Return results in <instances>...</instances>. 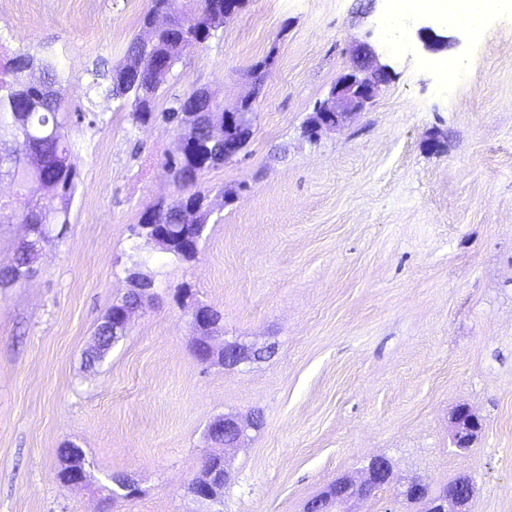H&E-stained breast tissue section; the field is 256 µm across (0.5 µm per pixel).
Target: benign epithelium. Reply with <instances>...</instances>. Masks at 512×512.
<instances>
[{
	"instance_id": "7a95c632",
	"label": "benign epithelium",
	"mask_w": 512,
	"mask_h": 512,
	"mask_svg": "<svg viewBox=\"0 0 512 512\" xmlns=\"http://www.w3.org/2000/svg\"><path fill=\"white\" fill-rule=\"evenodd\" d=\"M417 35L429 50L446 46L445 37L436 34L430 26L419 28ZM388 77L389 68L380 62L374 47L368 43L361 44L353 66L338 79L327 99L315 107L305 126V133L315 138L324 131L344 125L353 115L365 111ZM189 96L206 100V107L198 110V113L204 115L211 141L223 147L224 160L238 157L252 134L251 116L256 96L251 94L243 97L232 111L223 109L220 100L203 88L192 90ZM137 232L146 234L162 250H173L170 239L158 230L153 213L143 215L142 223L137 225ZM129 279L132 283L129 294L136 297L138 304H149L154 296L153 282L137 273L130 274ZM134 310L135 307L129 305L117 311L112 318V331L126 333ZM192 319L199 333L193 349L204 351L205 364H218L233 369L261 360L269 352L266 347L258 348L238 340L220 339L223 326L206 306H197ZM451 424L453 442L459 449L472 447L482 429L479 417L464 405L454 409ZM209 426L222 427L227 433L224 442L219 444L223 451L211 454L215 468L203 480L188 484L187 491L197 502L211 505L221 501L222 485L230 476L226 449L237 447L248 429L257 428V418L252 415L244 419L224 415L214 418ZM392 478L391 462L383 456H376L370 460L365 475L348 476L336 481V489L328 488L323 494L309 500L304 512H361L359 505L381 487L391 484ZM399 496L422 505L421 512H467L473 496V484L468 477L461 476L448 483L438 495L432 496L428 485L415 477L401 484Z\"/></svg>"
}]
</instances>
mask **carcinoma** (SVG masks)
I'll return each mask as SVG.
<instances>
[{
  "mask_svg": "<svg viewBox=\"0 0 512 512\" xmlns=\"http://www.w3.org/2000/svg\"><path fill=\"white\" fill-rule=\"evenodd\" d=\"M155 17L163 18L154 28L152 41L133 38L126 49L125 63L107 77L108 92L119 107L130 108L133 119L140 124L161 119L168 129L179 131L176 118L185 111L184 98L174 99L171 105L157 110L158 89L161 84L159 68L152 61L160 58L176 64L184 52L199 46L224 28L221 10H206L201 0H148L142 15L145 25ZM41 69V79H31L33 67ZM57 71L49 62H35L28 54L19 53L0 59V125H18L13 149L0 152V170L20 184L33 183L52 191L57 204L38 201L21 214L22 223L39 211L56 224L69 223V204L76 190L77 164L68 137L65 117L60 103L52 94ZM214 143L207 134L195 135L194 142L183 156L169 157V168L179 188V197L170 202H158L156 223L181 226V231L199 240L214 212L209 194L197 188L200 176L217 166L211 157ZM36 257L20 247L12 260L0 266V287L22 281L36 272ZM112 311H107L97 326L95 335L101 346L89 364L102 362L112 349Z\"/></svg>",
  "mask_w": 512,
  "mask_h": 512,
  "instance_id": "obj_1",
  "label": "carcinoma"
}]
</instances>
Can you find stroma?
I'll use <instances>...</instances> for the list:
<instances>
[{
	"label": "stroma",
	"mask_w": 512,
	"mask_h": 512,
	"mask_svg": "<svg viewBox=\"0 0 512 512\" xmlns=\"http://www.w3.org/2000/svg\"><path fill=\"white\" fill-rule=\"evenodd\" d=\"M392 5L248 0L166 74L162 109L196 87L228 108L257 95L246 150L199 180L238 195L216 206L192 260L130 232L178 194L165 167L175 133L137 124L94 83L124 63L147 0L0 11V52L57 70L78 172L36 274L0 288V512H196L187 484L213 449L208 423L253 412L263 424L229 450L219 512H303L377 455L435 491L470 476L469 512H512V10L477 32L429 13L395 31ZM426 24L448 48H424ZM363 43L390 79L366 111L308 138L315 103ZM265 59L256 92L249 71ZM0 201L4 264L29 228L10 177ZM132 268L155 297L86 367ZM195 304L221 311L225 339L274 354L235 370L199 362ZM460 405L482 420L465 450L451 440ZM67 443L84 452L83 483L60 478ZM116 475L140 494L113 498Z\"/></svg>",
	"instance_id": "35a3bbf8"
}]
</instances>
